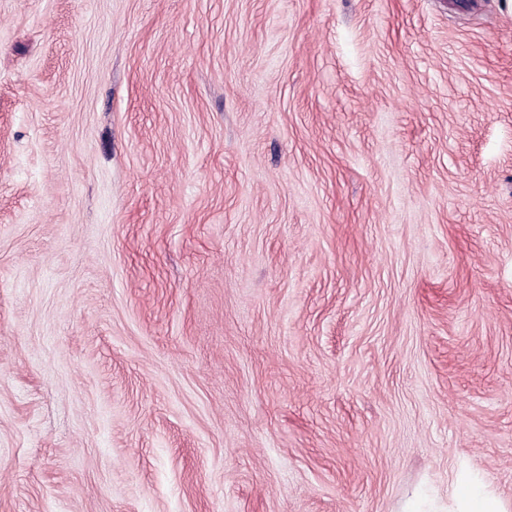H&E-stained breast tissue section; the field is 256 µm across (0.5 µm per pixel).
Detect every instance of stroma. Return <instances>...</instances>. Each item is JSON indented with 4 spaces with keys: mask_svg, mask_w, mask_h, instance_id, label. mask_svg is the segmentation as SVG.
<instances>
[{
    "mask_svg": "<svg viewBox=\"0 0 512 512\" xmlns=\"http://www.w3.org/2000/svg\"><path fill=\"white\" fill-rule=\"evenodd\" d=\"M512 502V0H0V512ZM453 510L448 512H507L504 504L486 492L477 479L461 475L448 491Z\"/></svg>",
    "mask_w": 512,
    "mask_h": 512,
    "instance_id": "stroma-1",
    "label": "stroma"
}]
</instances>
